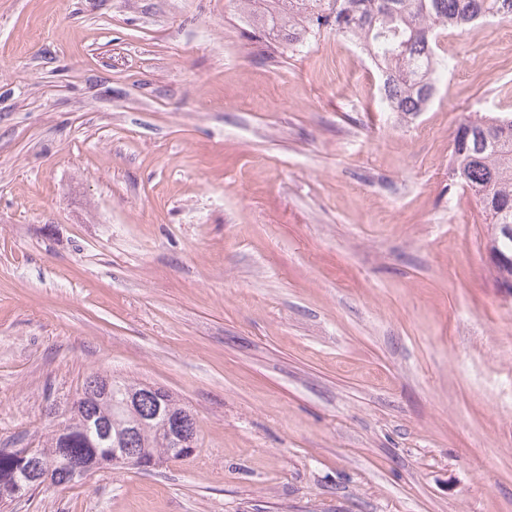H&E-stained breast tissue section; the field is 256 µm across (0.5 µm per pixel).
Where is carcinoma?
Returning a JSON list of instances; mask_svg holds the SVG:
<instances>
[{"instance_id": "1", "label": "carcinoma", "mask_w": 512, "mask_h": 512, "mask_svg": "<svg viewBox=\"0 0 512 512\" xmlns=\"http://www.w3.org/2000/svg\"><path fill=\"white\" fill-rule=\"evenodd\" d=\"M251 17L290 48L323 30L355 42L379 70L392 111L422 112L436 91L439 32L512 20V0H261ZM451 179L476 197L491 223L512 224V115L482 114L461 124ZM491 250L500 258L499 280L512 283V237L494 238ZM134 390L140 399L132 410L126 400ZM178 432L197 443L195 416L173 393L96 372L72 399L66 427L49 428L38 443L35 464L65 487L78 464L106 468L117 437L141 456L175 461L171 436Z\"/></svg>"}]
</instances>
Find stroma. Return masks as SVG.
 Returning <instances> with one entry per match:
<instances>
[{"label": "stroma", "instance_id": "stroma-1", "mask_svg": "<svg viewBox=\"0 0 512 512\" xmlns=\"http://www.w3.org/2000/svg\"><path fill=\"white\" fill-rule=\"evenodd\" d=\"M239 0H0V448L93 372L161 386L198 447L0 512H512V289L450 182L512 113V22L440 40L386 112L330 31Z\"/></svg>", "mask_w": 512, "mask_h": 512}]
</instances>
